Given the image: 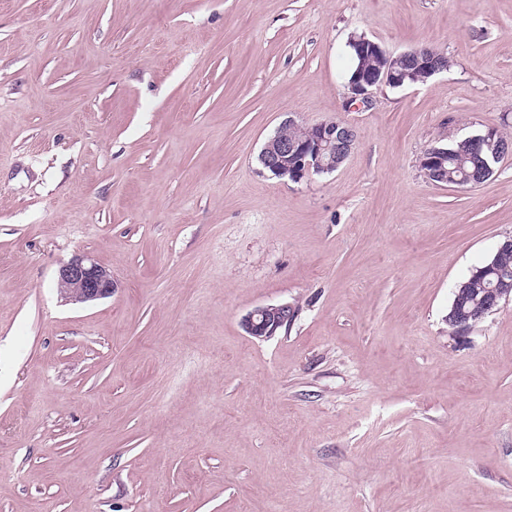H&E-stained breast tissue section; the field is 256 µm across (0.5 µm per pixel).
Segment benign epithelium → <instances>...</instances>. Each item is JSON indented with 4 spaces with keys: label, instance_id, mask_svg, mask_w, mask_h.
<instances>
[{
    "label": "benign epithelium",
    "instance_id": "benign-epithelium-1",
    "mask_svg": "<svg viewBox=\"0 0 512 512\" xmlns=\"http://www.w3.org/2000/svg\"><path fill=\"white\" fill-rule=\"evenodd\" d=\"M348 47L362 61L369 57L377 60L372 68L360 66L355 77L346 82L348 107L369 104L373 90L382 84L396 88L424 84L449 68L447 55L429 47L393 53L363 35L351 37ZM304 131L305 137L300 139L286 135L269 138L260 153L264 169L276 177L293 181L333 172L347 159L357 141L356 130L346 123H321L306 126ZM420 168L428 179L448 183V171L444 169L440 152L426 150L420 159ZM494 270L491 263L473 273L487 281L485 288L473 293H456L447 315L452 339H466L472 327L474 308L471 304L479 305L489 315L503 302L512 300V280L500 276L494 281L488 279ZM57 288L66 299L85 303L110 296L114 284L111 273L92 255L84 253L60 267ZM294 316L295 308L291 303L265 305L248 313L243 318V326L249 336L267 339L288 325Z\"/></svg>",
    "mask_w": 512,
    "mask_h": 512
}]
</instances>
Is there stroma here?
I'll list each match as a JSON object with an SVG mask.
<instances>
[{"label": "stroma", "instance_id": "35a3bbf8", "mask_svg": "<svg viewBox=\"0 0 512 512\" xmlns=\"http://www.w3.org/2000/svg\"><path fill=\"white\" fill-rule=\"evenodd\" d=\"M354 35L451 66L349 108ZM289 117L356 147L274 177ZM489 127L512 0H0V512H512V301L445 320L512 236V154L419 166ZM82 252L110 297L60 295ZM463 139L449 140L447 143H439L435 147L448 149V162H445L438 150L429 148L420 159V168L424 175L436 184H456L457 181H464L471 178L476 170L483 166L484 161H490L492 150L484 144L481 149L467 148L460 145ZM433 182V181H432ZM295 316L291 303L265 305L255 308L243 318L246 333L254 338H270L278 329L288 325Z\"/></svg>", "mask_w": 512, "mask_h": 512}]
</instances>
